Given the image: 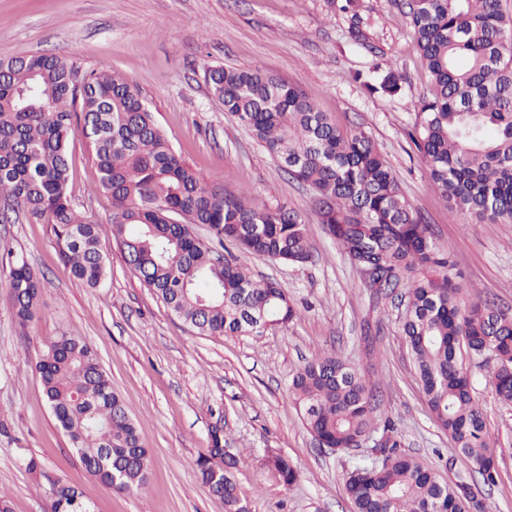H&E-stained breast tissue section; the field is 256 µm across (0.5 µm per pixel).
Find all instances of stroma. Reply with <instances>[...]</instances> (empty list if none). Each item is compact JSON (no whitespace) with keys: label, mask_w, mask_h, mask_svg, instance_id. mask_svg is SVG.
Returning <instances> with one entry per match:
<instances>
[{"label":"stroma","mask_w":512,"mask_h":512,"mask_svg":"<svg viewBox=\"0 0 512 512\" xmlns=\"http://www.w3.org/2000/svg\"><path fill=\"white\" fill-rule=\"evenodd\" d=\"M360 16L365 40L358 44L331 0H0V58L53 53L85 70L123 73L190 165L223 177L231 191L299 208L314 247L303 266L240 258L255 278L280 283L299 310L296 320L260 335L202 336L141 285L115 243L107 245L106 279L89 288L70 277L47 224L11 211L0 217V257H24L43 283L40 311L22 331L0 277V491L12 512H52L60 480L75 485L93 512H224L194 469L217 425L250 512H353L343 476L356 463L380 460L374 439L347 451L319 447L291 394L298 368L324 352L373 381L377 412L393 421L402 452L458 489L469 512H512V406L497 399L490 371L472 374L485 434L502 450L496 482L487 485L437 426L414 380L399 295L381 297L362 285L317 224L310 188L225 112L205 80L209 66L259 65L300 84L341 130L364 131L448 247L459 304L512 309V224L451 210L431 191L407 137L413 103L430 87L408 17L395 0H361ZM375 67L404 74L398 95L368 93L357 80ZM70 154L72 197L107 223L112 207L91 147L77 137ZM63 333L97 352L150 450L141 492L92 478L45 400L33 365ZM269 451L293 463L295 484L268 475ZM32 456L41 462L35 472L26 467Z\"/></svg>","instance_id":"stroma-1"}]
</instances>
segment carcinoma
Listing matches in <instances>:
<instances>
[{
    "instance_id": "cac0c4a2",
    "label": "carcinoma",
    "mask_w": 512,
    "mask_h": 512,
    "mask_svg": "<svg viewBox=\"0 0 512 512\" xmlns=\"http://www.w3.org/2000/svg\"><path fill=\"white\" fill-rule=\"evenodd\" d=\"M431 83L415 104L408 136L434 192L451 208L512 223V11L503 0H402ZM359 0H343L352 38L363 41ZM211 94L249 127L289 175L314 193L324 232L358 269L371 270L378 295L407 290L401 336L415 380L437 425L487 483L498 448L484 435L471 382L489 369L498 399L512 404V313L488 303L461 308L448 248L408 201L369 136L343 133L302 86L260 66L205 69ZM402 75L389 69L368 84L396 95ZM94 151L112 218L89 219L68 193L70 140ZM0 200L50 226L62 262L79 283L97 287L108 273L102 241H114L143 285L204 336L259 334L297 317L273 280H256L237 260L195 235L206 225L247 255L304 265L313 259L305 219L292 206L270 207L201 175L156 124L138 86L119 72L83 71L56 54L0 59ZM13 314L24 329L37 313L42 282L28 262L9 261ZM50 408L85 468L102 485L137 492L151 464L137 426L93 347L66 333L35 363ZM292 395L325 448L344 450L380 429L382 460L347 471L354 512H465L435 472L398 451L392 423L375 416L370 382L329 354L302 365ZM268 474L298 479L288 458L271 453ZM214 428L195 470L225 512H247ZM53 512H91L82 493L59 481Z\"/></svg>"
}]
</instances>
